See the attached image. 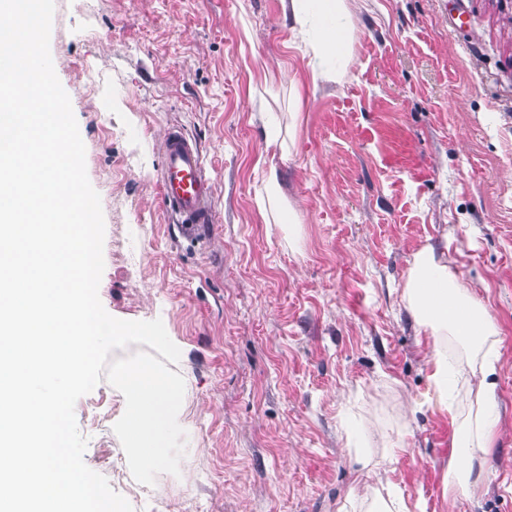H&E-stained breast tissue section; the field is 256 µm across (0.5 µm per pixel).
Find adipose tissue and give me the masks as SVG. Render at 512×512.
<instances>
[{
  "mask_svg": "<svg viewBox=\"0 0 512 512\" xmlns=\"http://www.w3.org/2000/svg\"><path fill=\"white\" fill-rule=\"evenodd\" d=\"M281 2L284 16L294 26H305L313 19L319 22L321 39L314 49L313 70L324 80L340 81L349 32V0ZM402 300L413 320L434 339L428 362L437 402L447 405L449 384L467 386L470 411L456 425L458 455L448 468V481L456 489L471 490L476 483L475 464L487 455L494 439L490 412L498 402L496 319L429 246L415 253Z\"/></svg>",
  "mask_w": 512,
  "mask_h": 512,
  "instance_id": "adipose-tissue-1",
  "label": "adipose tissue"
}]
</instances>
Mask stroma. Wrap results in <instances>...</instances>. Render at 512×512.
Instances as JSON below:
<instances>
[{
    "label": "stroma",
    "instance_id": "35a3bbf8",
    "mask_svg": "<svg viewBox=\"0 0 512 512\" xmlns=\"http://www.w3.org/2000/svg\"><path fill=\"white\" fill-rule=\"evenodd\" d=\"M340 82L316 80L281 0H55L50 53L104 217L99 299L182 355L179 475L145 486L101 381L84 462L134 512H336L392 482L409 512H512V0H350ZM200 146L215 222L162 202L169 128ZM276 167L296 234L261 209ZM499 326L494 447L449 486L452 416L402 290L422 247ZM393 459L361 478L356 447Z\"/></svg>",
    "mask_w": 512,
    "mask_h": 512
}]
</instances>
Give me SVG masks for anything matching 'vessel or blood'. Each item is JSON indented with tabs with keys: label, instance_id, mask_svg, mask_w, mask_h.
<instances>
[{
	"label": "vessel or blood",
	"instance_id": "b4317fda",
	"mask_svg": "<svg viewBox=\"0 0 512 512\" xmlns=\"http://www.w3.org/2000/svg\"><path fill=\"white\" fill-rule=\"evenodd\" d=\"M162 150L159 185L164 203L183 223L199 227L213 223L212 187L197 143L171 128L164 135Z\"/></svg>",
	"mask_w": 512,
	"mask_h": 512
}]
</instances>
